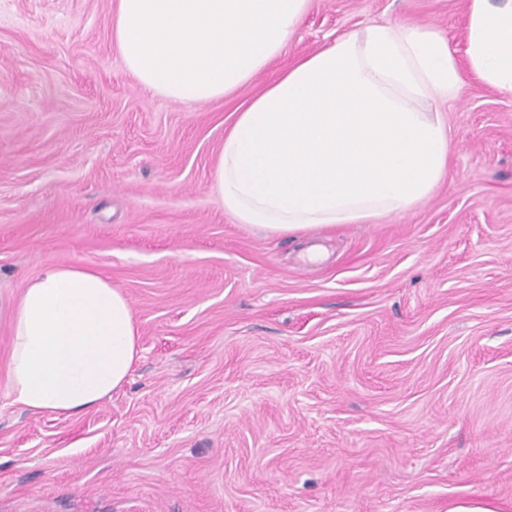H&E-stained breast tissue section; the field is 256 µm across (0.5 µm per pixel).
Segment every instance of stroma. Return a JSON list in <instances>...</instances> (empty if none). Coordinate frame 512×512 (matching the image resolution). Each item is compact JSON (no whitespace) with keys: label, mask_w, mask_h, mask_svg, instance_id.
Listing matches in <instances>:
<instances>
[{"label":"stroma","mask_w":512,"mask_h":512,"mask_svg":"<svg viewBox=\"0 0 512 512\" xmlns=\"http://www.w3.org/2000/svg\"><path fill=\"white\" fill-rule=\"evenodd\" d=\"M114 0H0V293L47 264L129 298L141 357L96 409L0 390V512H512V97L464 78L433 196L308 240L224 211L214 158L294 59L370 23L466 53V0H314L224 101L124 67Z\"/></svg>","instance_id":"stroma-1"}]
</instances>
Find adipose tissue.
Returning a JSON list of instances; mask_svg holds the SVG:
<instances>
[{
  "label": "adipose tissue",
  "instance_id": "obj_1",
  "mask_svg": "<svg viewBox=\"0 0 512 512\" xmlns=\"http://www.w3.org/2000/svg\"><path fill=\"white\" fill-rule=\"evenodd\" d=\"M313 0H116L112 38L145 88L219 102L279 57ZM465 59L434 26L371 24L295 60L224 133L214 189L225 213L272 237L372 224L427 200L448 170L443 113L464 75L512 96V0H467ZM11 346L0 384L27 411L69 417L127 383L140 356L126 294L98 271L51 263L0 296Z\"/></svg>",
  "mask_w": 512,
  "mask_h": 512
}]
</instances>
